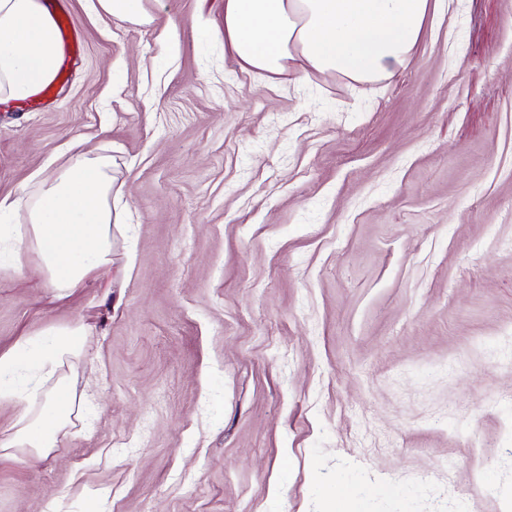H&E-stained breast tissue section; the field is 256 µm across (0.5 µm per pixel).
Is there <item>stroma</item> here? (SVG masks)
Masks as SVG:
<instances>
[{
    "label": "stroma",
    "instance_id": "35a3bbf8",
    "mask_svg": "<svg viewBox=\"0 0 512 512\" xmlns=\"http://www.w3.org/2000/svg\"><path fill=\"white\" fill-rule=\"evenodd\" d=\"M93 4L54 102L0 108V200L78 140L127 206L65 297L0 265V351L87 330L85 406L0 458V512H512V0H452L376 82L282 85L224 0ZM147 2V0H96L94 7L121 21L151 25L157 21V17L148 8Z\"/></svg>",
    "mask_w": 512,
    "mask_h": 512
}]
</instances>
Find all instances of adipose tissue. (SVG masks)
Returning a JSON list of instances; mask_svg holds the SVG:
<instances>
[{"label":"adipose tissue","instance_id":"obj_1","mask_svg":"<svg viewBox=\"0 0 512 512\" xmlns=\"http://www.w3.org/2000/svg\"><path fill=\"white\" fill-rule=\"evenodd\" d=\"M445 0H224V47L242 69L272 80L299 58L300 78L340 73L370 82L412 57L424 24ZM54 24L38 0H0V96L23 99L58 66ZM35 197L21 200L26 224L0 225V257L19 263L24 247L43 258L58 295L112 264V206L123 191L110 157L76 153L54 179H37ZM83 327L19 340L0 352V402L15 422L0 456L53 448L74 404L55 373L82 351ZM52 394H45L47 382Z\"/></svg>","mask_w":512,"mask_h":512}]
</instances>
